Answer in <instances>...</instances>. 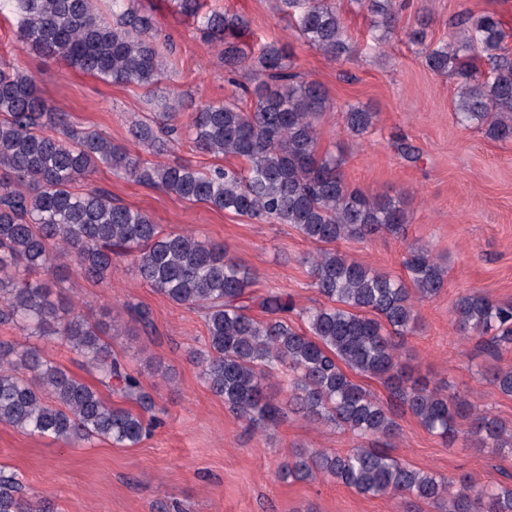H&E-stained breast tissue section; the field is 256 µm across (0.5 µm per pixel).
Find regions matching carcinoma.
<instances>
[{
  "mask_svg": "<svg viewBox=\"0 0 512 512\" xmlns=\"http://www.w3.org/2000/svg\"><path fill=\"white\" fill-rule=\"evenodd\" d=\"M18 40L83 74L114 84L150 88L163 76L157 26L138 0H112L111 16L95 0H13ZM374 20L375 39L396 31L397 0H355ZM278 11L313 48L340 58L349 50L336 0H276ZM246 25L239 15L212 13L207 36L224 46V69L244 73L241 96L198 105L189 129L195 148L241 165L207 170L188 162H149L94 131H81L66 114L47 109L31 77L0 59V322H16L35 336H55L95 372L99 386L137 405L108 403L99 390L39 352L0 341V423L66 444L109 441L137 446L154 422L155 407L141 379L128 372L103 339L99 323L53 295L64 274L102 281L130 256L141 279L169 301L201 310L207 337L193 356L207 388L254 430L277 424L283 404L315 424L347 430L361 443L347 452L302 449L280 466L295 481L331 479L374 497L403 495L435 512H512L511 487H479L418 470L388 448L398 412L452 444L456 419L469 418L465 439L498 448L509 438L498 421L460 395L413 378L403 360L407 338L420 328L416 303L439 295L447 268L423 246L404 259L408 280L349 260L344 239L397 234L410 222L404 198L373 196L348 185L344 161L320 153L317 124L334 109L327 89L286 63L276 41L245 54L232 41ZM493 13L463 14L450 39L425 48L426 66L456 83L454 114L489 139L512 141V54L503 47ZM130 129L154 156L174 149L162 137L179 116L173 100L150 99ZM377 113L359 106L341 112L344 130L362 137ZM178 198L219 211L289 224L317 246L306 258L312 287L323 302L299 308L287 295L249 291L256 272L221 244L167 231L112 195L74 184L101 166ZM260 316H255V313ZM456 329L486 350L512 347V301L462 293L452 310ZM381 381V401L354 380ZM512 395V370L488 371ZM275 379L286 401L267 392ZM0 512H50L44 500L17 495L13 473L0 468Z\"/></svg>",
  "mask_w": 512,
  "mask_h": 512,
  "instance_id": "cac0c4a2",
  "label": "carcinoma"
}]
</instances>
